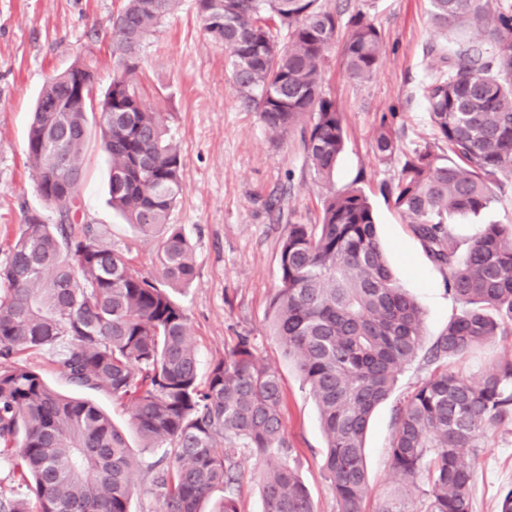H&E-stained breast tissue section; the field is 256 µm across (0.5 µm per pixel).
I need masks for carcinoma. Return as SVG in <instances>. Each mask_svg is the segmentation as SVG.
Here are the masks:
<instances>
[{"mask_svg": "<svg viewBox=\"0 0 512 512\" xmlns=\"http://www.w3.org/2000/svg\"><path fill=\"white\" fill-rule=\"evenodd\" d=\"M178 2L124 0L108 20L113 78L96 108L67 102L68 79L88 71L77 63L51 77L37 99L27 155L40 196L60 211L55 224L26 216L0 269V461L21 468L32 495L0 498V512H129L134 458L125 438L101 407L57 393L20 361L35 352L52 354L72 386L129 403L143 448L160 452V512H201L219 488L224 496L212 512H238L247 453L263 463L264 512H317L291 460L278 372L242 336L200 382L189 317L169 292L195 271L182 227L169 223L182 191V155L167 138L170 115L147 109L136 76L144 40ZM429 2L439 29L469 20L491 51L459 46L424 89L433 127L459 163L441 162L426 145L383 187L431 260L448 271V291L460 305L427 346L423 312L388 268L368 197L331 187L345 132L322 90V63L338 16L318 0H196L241 97L277 138L299 135L307 166L328 186L318 223L290 224L280 241L269 315L272 335L315 401L337 512H365L370 419L419 354L430 372L396 405L395 491L378 512H473L485 434L512 424L511 356L476 379L451 368L512 336V224L479 230L463 257L450 232L454 216L492 203V176L512 173V5ZM348 26L347 72L368 78L382 54L380 32L361 12ZM95 109L112 208L159 239L162 284L72 214ZM375 141L382 160L398 150L384 120ZM418 490L421 508L410 510L406 501Z\"/></svg>", "mask_w": 512, "mask_h": 512, "instance_id": "cac0c4a2", "label": "carcinoma"}]
</instances>
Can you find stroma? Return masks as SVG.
Masks as SVG:
<instances>
[{"label":"stroma","instance_id":"obj_1","mask_svg":"<svg viewBox=\"0 0 512 512\" xmlns=\"http://www.w3.org/2000/svg\"><path fill=\"white\" fill-rule=\"evenodd\" d=\"M122 0H0V268L25 215L56 223L59 210L36 188L26 153L31 113L46 81L72 64L96 73V96L112 81V45L107 22ZM322 10L344 17L364 13L381 32L383 55L373 75L352 78L343 64L345 29H338L325 56L323 90L342 112L345 147L336 163L335 187L361 188L377 218L378 235L400 285L416 299L434 338L456 313L445 271L436 266L409 224L380 191L396 179L406 154L435 143L424 86L441 67L443 40L479 41L477 27H449L437 35L429 0H318ZM139 90L151 109L170 115L168 136L182 154V192L170 214L187 236L195 276L174 290L185 308L207 378L239 337H249L261 364L282 380L283 415L292 459L318 512H336V500L322 469L325 439L315 403L294 364L278 345L268 319L270 298L279 283L278 250L289 223L314 224L324 194L304 162L296 140L277 141L255 108L246 106L233 85L222 45L211 41L196 0H181L141 48ZM388 119L399 150L388 160L375 151V133ZM77 198L79 222L94 225L142 274L157 276V245L116 213L108 195L109 162L100 130L92 128ZM287 191L284 222H275L268 204ZM494 200L479 214L456 218L451 235L459 252L487 224H512V176L492 184ZM24 362L53 389L93 402L107 411L131 447L139 440L129 424L130 408L101 390L74 391L49 354H27ZM427 374L415 362L400 374L391 400L375 411L366 435V464L372 487L367 503L376 512L394 493L389 444L394 401ZM512 489V426L488 430L479 459L474 512H496L500 495Z\"/></svg>","mask_w":512,"mask_h":512}]
</instances>
